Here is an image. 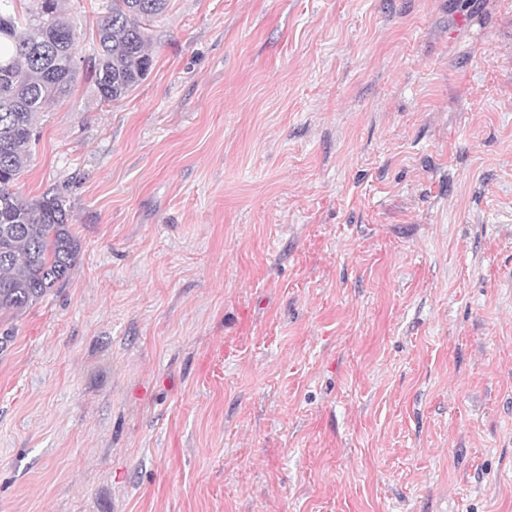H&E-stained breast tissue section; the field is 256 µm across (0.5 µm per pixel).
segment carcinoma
<instances>
[{"mask_svg": "<svg viewBox=\"0 0 512 512\" xmlns=\"http://www.w3.org/2000/svg\"><path fill=\"white\" fill-rule=\"evenodd\" d=\"M0 0V314L28 309L65 279L79 248L66 196L27 200L18 186L32 151L34 119L58 102L78 72V29L60 0L18 9ZM167 0H112L97 26L98 59L87 65L101 100L125 98L147 76L148 26Z\"/></svg>", "mask_w": 512, "mask_h": 512, "instance_id": "cac0c4a2", "label": "carcinoma"}]
</instances>
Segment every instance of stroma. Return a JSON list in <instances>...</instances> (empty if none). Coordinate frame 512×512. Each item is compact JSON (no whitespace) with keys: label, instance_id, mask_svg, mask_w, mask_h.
Segmentation results:
<instances>
[{"label":"stroma","instance_id":"35a3bbf8","mask_svg":"<svg viewBox=\"0 0 512 512\" xmlns=\"http://www.w3.org/2000/svg\"><path fill=\"white\" fill-rule=\"evenodd\" d=\"M112 0H61L77 52ZM35 119L67 278L0 317V512H512V0H168ZM167 1L112 0L111 11L97 26L98 59L86 68L103 102L122 100L147 76L152 65L147 26Z\"/></svg>","mask_w":512,"mask_h":512}]
</instances>
